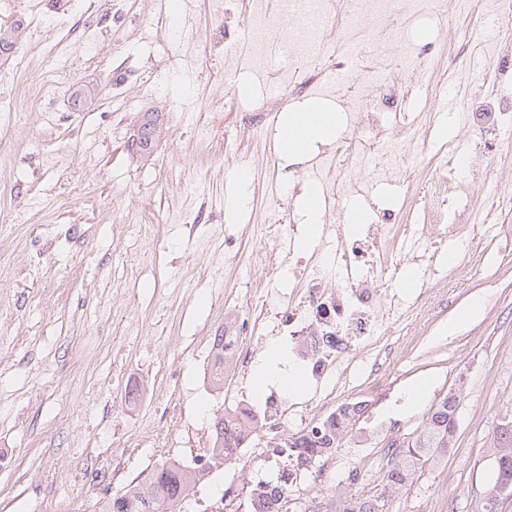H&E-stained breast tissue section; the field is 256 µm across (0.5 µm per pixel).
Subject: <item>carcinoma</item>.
Returning <instances> with one entry per match:
<instances>
[{"label":"carcinoma","mask_w":512,"mask_h":512,"mask_svg":"<svg viewBox=\"0 0 512 512\" xmlns=\"http://www.w3.org/2000/svg\"><path fill=\"white\" fill-rule=\"evenodd\" d=\"M456 394L448 393L432 405L426 419L408 440L392 446L395 463L387 472L382 489L373 495L349 491L338 497L339 512H390L389 493L405 488L417 471L446 455L451 446ZM361 402H344L319 426L289 435L291 443L277 447L289 467H302L331 454L352 429L355 418L363 413ZM257 429V418L243 421L232 412L215 415L211 455L224 465L236 459L235 448L248 441ZM494 478L476 505V512H500L505 497L500 488L512 487V420L498 424L493 434ZM197 475L189 466L176 461L156 465L144 478L131 481L122 490L104 498L99 512H165L152 501L179 504ZM288 485H261L249 494L248 512H292Z\"/></svg>","instance_id":"carcinoma-1"}]
</instances>
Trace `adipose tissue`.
Here are the masks:
<instances>
[{"instance_id":"1","label":"adipose tissue","mask_w":512,"mask_h":512,"mask_svg":"<svg viewBox=\"0 0 512 512\" xmlns=\"http://www.w3.org/2000/svg\"><path fill=\"white\" fill-rule=\"evenodd\" d=\"M341 122L340 113L318 106L284 113L277 121L276 131V150L280 158L293 163L316 151L318 146L334 143ZM280 362L281 355L274 350L255 367L252 375L255 394H262L272 383L280 384L289 394L303 389V373L293 365L288 369H281Z\"/></svg>"}]
</instances>
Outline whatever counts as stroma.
Returning <instances> with one entry per match:
<instances>
[{"label": "stroma", "instance_id": "stroma-1", "mask_svg": "<svg viewBox=\"0 0 512 512\" xmlns=\"http://www.w3.org/2000/svg\"><path fill=\"white\" fill-rule=\"evenodd\" d=\"M28 2L42 13L19 51L78 59L70 73L51 74L59 92L42 111H0L9 144L0 157V512H98L129 476L206 456L214 413L241 404L263 412L250 374L213 386V339L242 316L251 323L250 364L271 346L294 344L249 296L266 268L228 258L264 250L285 282L271 304L298 303L303 276L290 227L302 223L299 197L317 177L311 158L288 165L275 148L279 112L300 100L283 98L276 113L239 112L213 105L194 74L166 66L183 44L175 25L187 10L208 35L206 76L223 83L224 33L210 26L212 0H128L118 24L104 0H73L62 25L49 0ZM487 2L452 0L447 14L419 22L401 16L390 33L396 45L410 36L438 53V71L404 89L403 111L420 129L408 146L421 164L347 193L326 209L324 225L347 233L357 207L366 221L387 214L441 246L419 261L404 255L389 279L402 310L380 320V342L352 352L356 364L381 362V378L348 380L343 401L367 407L335 452L315 461L325 477L296 492L298 512L313 495L332 503L349 490H380L389 443L406 439L452 388L462 392L452 448L397 491L390 510L474 512L492 479L493 432L512 417V125L479 107L498 49L481 18ZM84 21L98 25L88 52L78 49ZM117 39L133 71L119 95L109 64ZM18 53L0 56L5 100L29 94ZM150 113L160 133L140 153L130 143ZM448 145L455 160L483 155V171L441 166L437 154ZM241 171L248 200L234 213ZM272 207L285 225L267 236L260 224ZM452 224L477 225L474 242L450 237ZM476 295L481 313L453 326ZM420 382L430 385L427 399L406 408ZM135 384L143 397L131 404L125 391ZM248 446L232 464L208 469L176 512H224L228 501L247 512L250 491L275 483L284 466L264 430Z\"/></svg>", "mask_w": 512, "mask_h": 512}]
</instances>
